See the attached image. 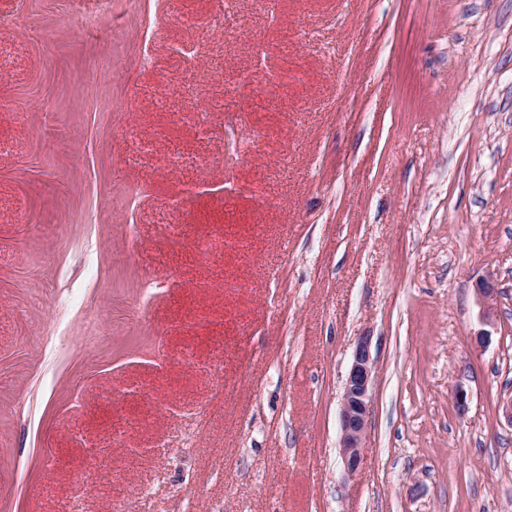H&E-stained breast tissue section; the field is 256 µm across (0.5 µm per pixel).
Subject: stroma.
<instances>
[{
	"label": "stroma",
	"instance_id": "1",
	"mask_svg": "<svg viewBox=\"0 0 512 512\" xmlns=\"http://www.w3.org/2000/svg\"><path fill=\"white\" fill-rule=\"evenodd\" d=\"M511 399L512 0H0V512H512ZM375 373L371 337L361 336L353 352L339 409L342 455L351 474L358 471L362 461L361 441L369 424L370 390Z\"/></svg>",
	"mask_w": 512,
	"mask_h": 512
}]
</instances>
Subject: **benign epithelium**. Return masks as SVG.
Masks as SVG:
<instances>
[{
    "label": "benign epithelium",
    "instance_id": "1",
    "mask_svg": "<svg viewBox=\"0 0 512 512\" xmlns=\"http://www.w3.org/2000/svg\"><path fill=\"white\" fill-rule=\"evenodd\" d=\"M376 366L371 355V337L358 339L340 403L341 448L347 472L358 471L362 461L361 441L370 418V390Z\"/></svg>",
    "mask_w": 512,
    "mask_h": 512
}]
</instances>
